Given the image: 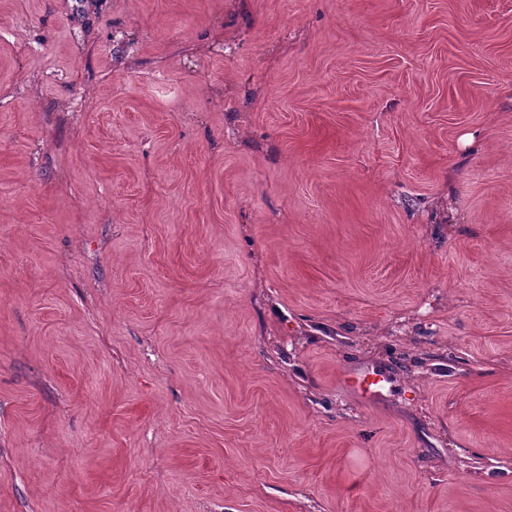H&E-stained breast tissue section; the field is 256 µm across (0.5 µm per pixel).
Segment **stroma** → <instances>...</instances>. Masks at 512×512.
Masks as SVG:
<instances>
[{
  "label": "stroma",
  "mask_w": 512,
  "mask_h": 512,
  "mask_svg": "<svg viewBox=\"0 0 512 512\" xmlns=\"http://www.w3.org/2000/svg\"><path fill=\"white\" fill-rule=\"evenodd\" d=\"M0 512H512V0H0ZM371 377L373 380H369ZM385 376L379 373H351L343 378V382L346 387H348L353 392L365 396V397H376L379 395L380 391L378 389L381 387L382 382L385 380Z\"/></svg>",
  "instance_id": "35a3bbf8"
}]
</instances>
